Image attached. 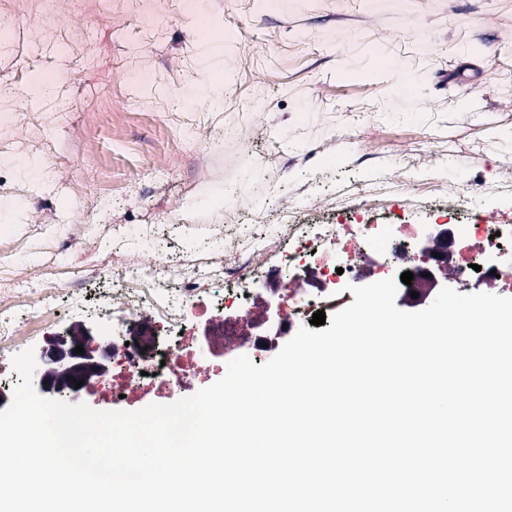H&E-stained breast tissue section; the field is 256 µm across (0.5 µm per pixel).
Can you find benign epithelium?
Here are the masks:
<instances>
[{"label":"benign epithelium","instance_id":"benign-epithelium-1","mask_svg":"<svg viewBox=\"0 0 512 512\" xmlns=\"http://www.w3.org/2000/svg\"><path fill=\"white\" fill-rule=\"evenodd\" d=\"M453 231L443 224L430 226L423 238L415 246L416 253L423 263L420 277L408 291L418 292L423 288H436L440 277L448 275V241ZM438 256H433V253ZM83 346L84 353L76 354L73 349ZM112 356V344L95 341L89 330L76 329L65 335L51 337L35 356L36 369L33 386L41 394L52 399L76 401L86 390V386L75 387V382L91 374L103 376L108 371L107 362Z\"/></svg>","mask_w":512,"mask_h":512}]
</instances>
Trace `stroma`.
I'll return each mask as SVG.
<instances>
[{"mask_svg": "<svg viewBox=\"0 0 512 512\" xmlns=\"http://www.w3.org/2000/svg\"><path fill=\"white\" fill-rule=\"evenodd\" d=\"M48 92L30 94L36 81ZM0 296L25 322L0 368L46 337L92 328L106 342L154 329L95 305L114 275L149 272L164 245L224 300L216 262L295 254L294 224H512V0H162L122 17L117 0H26L0 41ZM376 260L334 285L400 277ZM52 297L55 318L30 308ZM187 388L149 386L84 403L136 411L195 394L225 364L193 350Z\"/></svg>", "mask_w": 512, "mask_h": 512, "instance_id": "1", "label": "stroma"}]
</instances>
